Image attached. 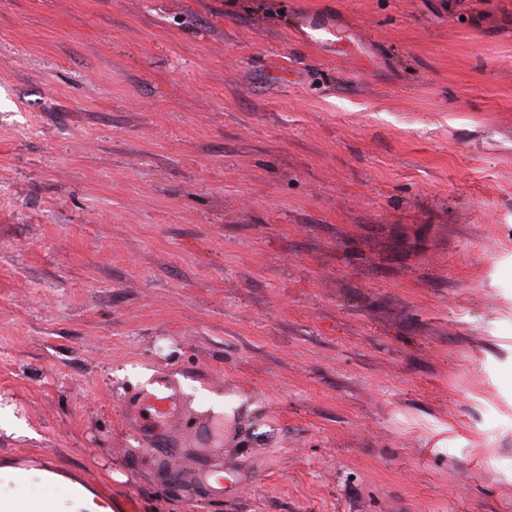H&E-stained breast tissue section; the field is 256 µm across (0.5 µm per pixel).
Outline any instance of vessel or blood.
Returning a JSON list of instances; mask_svg holds the SVG:
<instances>
[{
  "mask_svg": "<svg viewBox=\"0 0 512 512\" xmlns=\"http://www.w3.org/2000/svg\"><path fill=\"white\" fill-rule=\"evenodd\" d=\"M125 426L137 433L150 448L165 449L179 455L190 448H208L212 442L207 427H195L181 437H173L172 429L179 423L182 406L176 385L165 382L160 393L132 392L121 404Z\"/></svg>",
  "mask_w": 512,
  "mask_h": 512,
  "instance_id": "1",
  "label": "vessel or blood"
}]
</instances>
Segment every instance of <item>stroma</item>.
Masks as SVG:
<instances>
[{"label": "stroma", "mask_w": 512, "mask_h": 512, "mask_svg": "<svg viewBox=\"0 0 512 512\" xmlns=\"http://www.w3.org/2000/svg\"><path fill=\"white\" fill-rule=\"evenodd\" d=\"M5 407L118 512H512V0H0ZM162 384L167 391H138L124 397L121 410L125 426L137 433L148 448H165L170 456L188 448H213L208 426H196L189 434L173 437L172 428L181 419L182 406L176 385L170 381Z\"/></svg>", "instance_id": "1"}]
</instances>
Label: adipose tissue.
<instances>
[{"mask_svg": "<svg viewBox=\"0 0 512 512\" xmlns=\"http://www.w3.org/2000/svg\"><path fill=\"white\" fill-rule=\"evenodd\" d=\"M59 478L48 466L0 467V512H113L111 498L73 479L67 482L71 495L56 496L53 488Z\"/></svg>", "mask_w": 512, "mask_h": 512, "instance_id": "ef3b65f1", "label": "adipose tissue"}]
</instances>
